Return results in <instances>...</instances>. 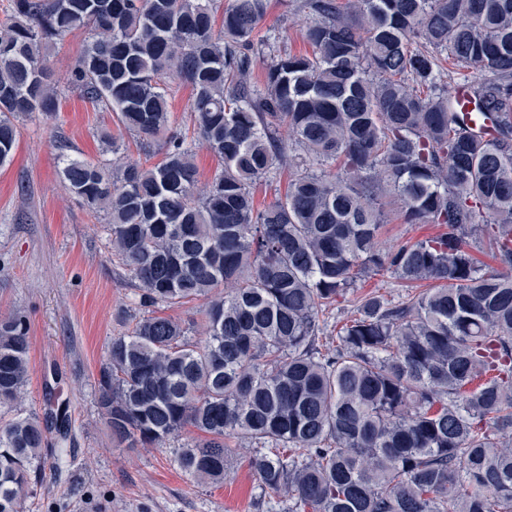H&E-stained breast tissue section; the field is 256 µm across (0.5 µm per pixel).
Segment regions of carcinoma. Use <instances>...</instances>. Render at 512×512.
Here are the masks:
<instances>
[{
  "mask_svg": "<svg viewBox=\"0 0 512 512\" xmlns=\"http://www.w3.org/2000/svg\"><path fill=\"white\" fill-rule=\"evenodd\" d=\"M268 0H9L0 19V166L17 123L77 91L113 113L145 165L65 156L68 191L104 214L144 306L205 300L201 336L149 312L112 338L98 405L112 438L179 448L224 481L232 449L281 512H512V0H302L309 54L258 33ZM222 13V27L214 28ZM85 48L57 76L52 49ZM264 63L262 86L250 72ZM450 61L485 138L455 115ZM193 132L172 129L171 79ZM222 166L196 190L195 150ZM295 161L284 195L252 188ZM440 231L385 244V208ZM500 267L483 273L472 242ZM388 274L337 334L321 314ZM28 326L0 318V406L20 405ZM46 425H0V512L41 477Z\"/></svg>",
  "mask_w": 512,
  "mask_h": 512,
  "instance_id": "carcinoma-1",
  "label": "carcinoma"
}]
</instances>
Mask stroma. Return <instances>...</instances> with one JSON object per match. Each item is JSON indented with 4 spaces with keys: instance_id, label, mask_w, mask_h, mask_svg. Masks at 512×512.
<instances>
[{
    "instance_id": "1",
    "label": "stroma",
    "mask_w": 512,
    "mask_h": 512,
    "mask_svg": "<svg viewBox=\"0 0 512 512\" xmlns=\"http://www.w3.org/2000/svg\"><path fill=\"white\" fill-rule=\"evenodd\" d=\"M301 0H268L261 34L306 52ZM112 113L79 93L60 99L55 121L21 123L9 164L0 168V316L25 317L30 379L22 412L71 415L70 451L43 454V474L23 512H279L276 494L250 469L251 447L237 448L223 483L202 484L178 466L183 441L125 448L113 441L98 404L104 352L142 314L128 270L112 254L102 216L58 176L62 155L112 162L101 131Z\"/></svg>"
}]
</instances>
